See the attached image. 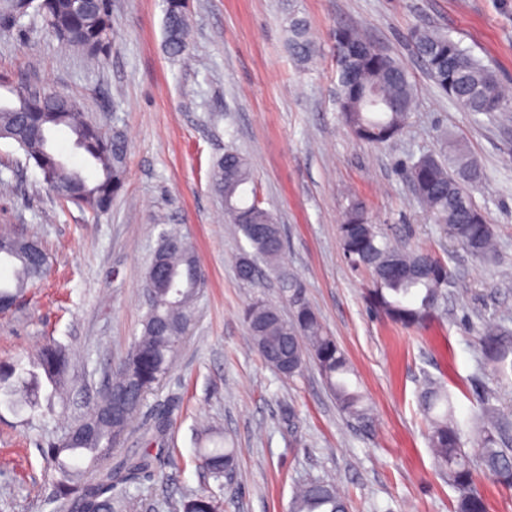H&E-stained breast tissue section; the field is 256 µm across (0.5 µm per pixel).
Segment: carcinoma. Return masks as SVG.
Here are the masks:
<instances>
[{"label": "carcinoma", "instance_id": "cac0c4a2", "mask_svg": "<svg viewBox=\"0 0 512 512\" xmlns=\"http://www.w3.org/2000/svg\"><path fill=\"white\" fill-rule=\"evenodd\" d=\"M39 18L47 33L64 46L80 50L87 58L104 61L112 53V4L101 2L93 11H82L76 0H39L28 6L23 0H0V23H15L29 14ZM189 13L187 0H165L164 42L167 52L180 56L188 49ZM409 40L422 59L436 87L463 112L489 117L512 112V96L496 73L445 32L425 27L411 30ZM336 64L339 73L337 99L345 124L354 137L372 145L393 141L408 124L415 87L402 63L373 45L359 30L340 27L335 32ZM288 46L297 61L305 63L315 53L305 19L289 17ZM27 94H42L31 105H0V140L10 142L26 162L37 169L43 183L59 201L91 212L107 214L125 180V147L102 126L85 116L81 103L57 92L25 88ZM70 133L73 146L81 150L97 170L90 179L64 162L50 144L57 130ZM401 171L426 215L438 224L448 240L467 253L486 258L495 251L494 232L487 214L469 194L481 179L477 160L458 139L448 137V154L422 155L402 163ZM213 188L224 195L227 223L247 242L249 249L236 258L238 278L256 288L257 262L272 271L281 268L285 241L281 225L262 206L251 188L253 175L248 160L228 150L213 166ZM343 253L355 268L370 273L371 286L365 301L376 315L405 327H421L433 316L452 273L440 258L423 251H406L394 245L373 224L364 206L353 201L338 228ZM165 265L144 287L152 289L155 302L148 308L141 335L112 375L110 396L94 406L121 404L120 415L103 420L94 412L86 422L87 432L73 430L47 448L48 478L61 512H129L125 488L149 473L155 457L149 452L125 458L118 466L104 467L140 412L149 392L170 371L174 351L182 334L189 330L191 309L198 294V262L192 245L176 233L160 238ZM0 256L13 269L12 281L0 283V299L10 303L40 279L47 262L31 260L20 248L17 235L0 233ZM292 315L284 318L278 308L255 296L244 311L253 348L268 359L281 360L287 377L301 375L312 364L320 373L341 411L365 419L368 408L363 395L350 388L351 366L344 350L322 326L303 298L301 283L288 282ZM481 344L486 356L504 377L512 373V331L488 328ZM71 353L61 344L47 345L33 369L19 362L0 365V396L12 408L36 407V399L23 382L40 370L55 388L62 387ZM482 412L459 422L453 414L448 393L435 383L419 395L424 412L431 416L429 448L448 483L458 492L455 512H488L475 486L480 469L500 485L512 488V448L502 447L498 432V409L490 397L481 398ZM469 430L471 447H465L464 430ZM213 447L198 449L200 467L221 476L236 469V452L218 440ZM94 473L96 479L89 480ZM181 512H224L225 504L204 492L185 496ZM289 512H349L347 500L331 482L310 480L296 487Z\"/></svg>", "mask_w": 512, "mask_h": 512}]
</instances>
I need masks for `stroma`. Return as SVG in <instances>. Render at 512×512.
<instances>
[{
    "mask_svg": "<svg viewBox=\"0 0 512 512\" xmlns=\"http://www.w3.org/2000/svg\"><path fill=\"white\" fill-rule=\"evenodd\" d=\"M304 18L317 45L308 63L287 45L288 13ZM188 52L164 49L163 0H112L110 58L92 62L30 22L0 25V72L80 99L90 117L125 145L124 186L100 219L59 207L39 172L0 140V230L39 240L44 280L0 311V363L36 360L51 340L73 357L63 390L35 411L0 405V512H59L40 446L85 418L140 335L142 285L160 233L178 227L206 282L192 327L168 375L148 395L111 463L144 452L160 416L170 427L161 468L128 489L136 512H175L186 494L229 502L228 512H288L294 487L334 482L351 512H453L456 493L428 446L417 395L430 381L452 393L458 420L494 405L512 415V377L483 356L487 325L512 329V123L458 108L432 82L409 42L427 24L460 41L512 86V0H189ZM364 28L406 66L417 86L409 125L390 143L356 141L336 103V27ZM463 138L483 171L471 197L494 227L495 261L445 238L413 198L398 165L437 155L445 134ZM250 162L260 199L281 224L283 267L305 287L325 329L345 351L351 381L373 422L343 414L314 367L288 379L247 344L245 307L255 294L290 315L281 280L261 269L262 290L242 283L244 244L224 224L212 164L227 149ZM363 203L392 241L432 252L470 288L446 292L426 327L371 315L338 226L350 201ZM237 453L233 478L200 469L205 432Z\"/></svg>",
    "mask_w": 512,
    "mask_h": 512,
    "instance_id": "35a3bbf8",
    "label": "stroma"
}]
</instances>
